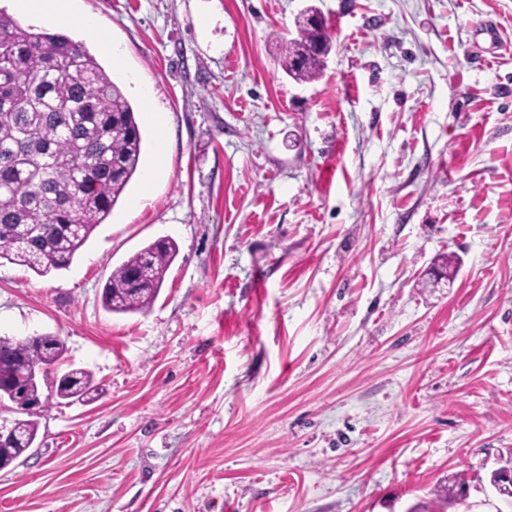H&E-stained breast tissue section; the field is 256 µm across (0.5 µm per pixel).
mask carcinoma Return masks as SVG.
Wrapping results in <instances>:
<instances>
[{
	"instance_id": "1",
	"label": "carcinoma",
	"mask_w": 512,
	"mask_h": 512,
	"mask_svg": "<svg viewBox=\"0 0 512 512\" xmlns=\"http://www.w3.org/2000/svg\"><path fill=\"white\" fill-rule=\"evenodd\" d=\"M305 10L296 36L281 39L279 62L297 82L321 76L332 44L322 22ZM143 136L122 88L108 78L85 44L33 25L23 26L0 10V259L38 275L68 269L95 230L112 213L140 167ZM178 254L161 237L116 267L101 295L112 313L144 312L154 303ZM66 348L49 334L0 336V384L25 386L26 367L51 366ZM44 386L63 399L92 402L101 394L84 368L47 375ZM38 415L10 422L11 438L0 442V468L33 447ZM464 489L452 481L435 493L445 512Z\"/></svg>"
}]
</instances>
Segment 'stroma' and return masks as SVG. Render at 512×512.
<instances>
[{
	"instance_id": "obj_1",
	"label": "stroma",
	"mask_w": 512,
	"mask_h": 512,
	"mask_svg": "<svg viewBox=\"0 0 512 512\" xmlns=\"http://www.w3.org/2000/svg\"><path fill=\"white\" fill-rule=\"evenodd\" d=\"M309 4L333 48L298 83L278 42ZM71 11L163 172L69 269L0 260V336H59L102 387L46 407L0 512H407L454 476L447 512H512L489 481L512 454V0ZM165 236L151 308L107 312L113 269Z\"/></svg>"
}]
</instances>
